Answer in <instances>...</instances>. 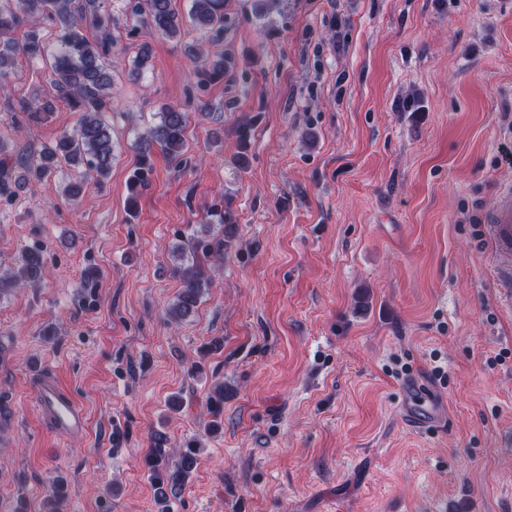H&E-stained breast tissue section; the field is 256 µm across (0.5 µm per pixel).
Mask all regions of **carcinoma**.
I'll list each match as a JSON object with an SVG mask.
<instances>
[{"label": "carcinoma", "mask_w": 512, "mask_h": 512, "mask_svg": "<svg viewBox=\"0 0 512 512\" xmlns=\"http://www.w3.org/2000/svg\"><path fill=\"white\" fill-rule=\"evenodd\" d=\"M128 10L138 18L139 27L169 39L182 35V23L174 0H127ZM42 15L49 20L50 34L38 27L26 26L29 18ZM189 20L211 45H217L224 36V0H191ZM91 28L96 36L89 38L84 30ZM118 42L112 35V15L100 11L98 0H0V93L9 95L6 77L17 53L29 58L48 61L47 81L54 91V99L65 102L79 113L75 127L65 130L54 143L29 155L19 162L8 161L11 151L0 141V201L10 205L15 199L16 187H28L67 165L78 174L70 183L64 197L74 200L83 193L84 176L93 172L106 178L112 168L115 145L107 111L112 104V55ZM195 64L194 75L204 86L224 79V53L190 50ZM9 111L28 118H38L53 112L52 103L35 105L24 99L9 103ZM160 122L138 135L132 148L138 156L137 166L129 179L130 205L149 184L151 153L158 148L170 162L177 165L186 161V129L189 115L178 106H165L159 112ZM236 225L230 212H224V234L215 241L196 242L194 251L213 253L216 259L232 248ZM171 274L183 288L169 309L170 317L177 319L191 313L210 280L197 260L182 252L173 255ZM45 253L32 245L22 253L21 264L15 270L0 272V293L5 286L18 288L42 274ZM166 440L157 436L154 448L145 459L155 482L170 492L180 489L197 461L198 448L188 441L179 452L177 463H168Z\"/></svg>", "instance_id": "1"}]
</instances>
